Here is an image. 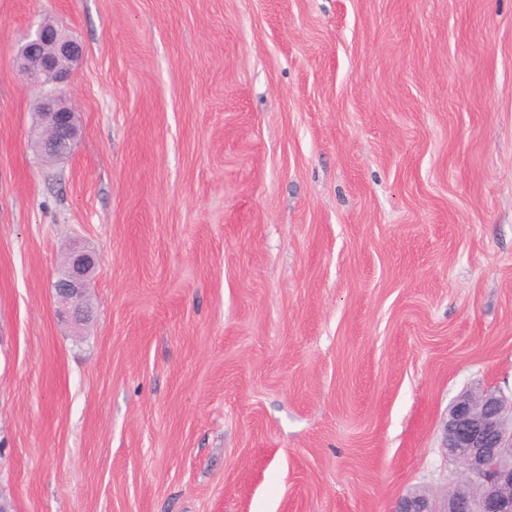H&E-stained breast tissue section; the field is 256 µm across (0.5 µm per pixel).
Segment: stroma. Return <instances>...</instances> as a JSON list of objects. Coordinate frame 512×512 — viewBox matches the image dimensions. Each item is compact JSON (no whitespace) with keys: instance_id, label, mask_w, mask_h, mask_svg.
Here are the masks:
<instances>
[{"instance_id":"obj_1","label":"stroma","mask_w":512,"mask_h":512,"mask_svg":"<svg viewBox=\"0 0 512 512\" xmlns=\"http://www.w3.org/2000/svg\"><path fill=\"white\" fill-rule=\"evenodd\" d=\"M82 55L45 162L15 56ZM95 252L82 336L50 284ZM512 393V0H0V493L392 512Z\"/></svg>"}]
</instances>
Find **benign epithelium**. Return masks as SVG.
Listing matches in <instances>:
<instances>
[{"instance_id":"obj_1","label":"benign epithelium","mask_w":512,"mask_h":512,"mask_svg":"<svg viewBox=\"0 0 512 512\" xmlns=\"http://www.w3.org/2000/svg\"><path fill=\"white\" fill-rule=\"evenodd\" d=\"M81 54L50 21L31 26L17 68L25 82L42 91L33 145L43 157L67 159L80 136L76 107L66 87ZM97 254L72 249L64 257L52 290L59 316L81 335L90 321L88 283ZM443 449L462 468V476L441 498L409 492L394 512H512V399L496 391L457 397L443 427Z\"/></svg>"}]
</instances>
